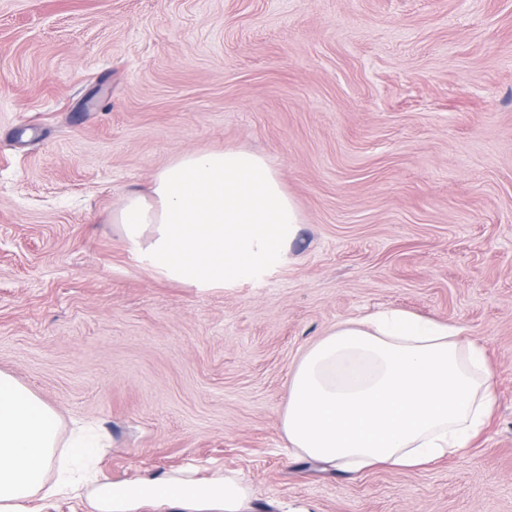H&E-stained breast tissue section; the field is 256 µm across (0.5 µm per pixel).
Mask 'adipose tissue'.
<instances>
[{"label": "adipose tissue", "instance_id": "obj_1", "mask_svg": "<svg viewBox=\"0 0 512 512\" xmlns=\"http://www.w3.org/2000/svg\"><path fill=\"white\" fill-rule=\"evenodd\" d=\"M137 262L201 291L263 280L285 267L301 231L280 174L258 153L188 151L129 191L113 214ZM494 369L459 327L398 309L339 322L289 375L282 430L301 455L360 470L421 467L465 452L498 404ZM57 414L0 374V512H36L58 446ZM52 495L81 496L98 446L82 427ZM248 488L234 475L201 484L175 475L135 488H101L99 512H240Z\"/></svg>", "mask_w": 512, "mask_h": 512}]
</instances>
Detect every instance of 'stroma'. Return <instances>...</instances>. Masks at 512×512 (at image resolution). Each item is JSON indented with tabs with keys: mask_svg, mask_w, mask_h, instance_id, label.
Segmentation results:
<instances>
[{
	"mask_svg": "<svg viewBox=\"0 0 512 512\" xmlns=\"http://www.w3.org/2000/svg\"><path fill=\"white\" fill-rule=\"evenodd\" d=\"M265 155L288 265L201 292L111 224L191 150ZM398 308L463 329L498 408L466 452L360 473L297 458L291 368ZM0 372L106 437L119 486L190 470L241 512H512V0H0Z\"/></svg>",
	"mask_w": 512,
	"mask_h": 512,
	"instance_id": "stroma-1",
	"label": "stroma"
}]
</instances>
